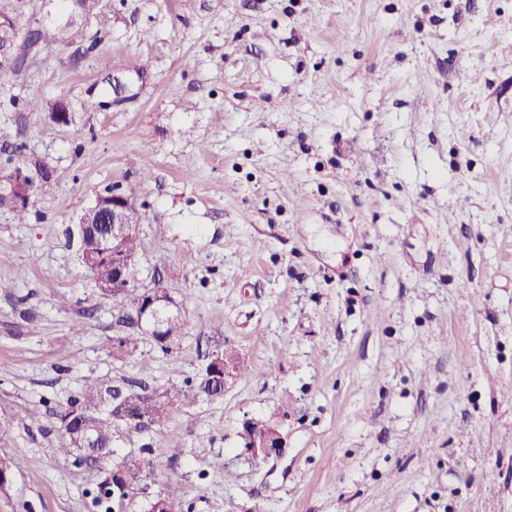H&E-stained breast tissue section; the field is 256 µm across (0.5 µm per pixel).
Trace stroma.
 Masks as SVG:
<instances>
[{"label": "stroma", "mask_w": 512, "mask_h": 512, "mask_svg": "<svg viewBox=\"0 0 512 512\" xmlns=\"http://www.w3.org/2000/svg\"><path fill=\"white\" fill-rule=\"evenodd\" d=\"M103 3L78 65L0 77L78 108L0 111V162L22 142L55 170L27 223L0 206V512H99L146 443L149 493L192 512H512V0ZM132 56L112 104L101 62ZM115 185L142 207L141 285L185 310L168 352L114 356L126 328L81 262L77 218ZM218 341L252 366L223 399L120 430L96 467L54 455L87 379L193 381ZM259 417L286 448L257 464L237 432ZM181 498V491L178 486L166 485L147 503L144 512H176V507L179 505Z\"/></svg>", "instance_id": "stroma-1"}]
</instances>
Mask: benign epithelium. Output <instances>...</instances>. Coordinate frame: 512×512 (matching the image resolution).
<instances>
[{"instance_id": "7a95c632", "label": "benign epithelium", "mask_w": 512, "mask_h": 512, "mask_svg": "<svg viewBox=\"0 0 512 512\" xmlns=\"http://www.w3.org/2000/svg\"><path fill=\"white\" fill-rule=\"evenodd\" d=\"M59 105L53 114V123L59 127H68L72 124V103L67 98L58 99ZM40 184L20 172L11 179L0 181V193L12 198L15 202L30 203ZM134 206V198L115 190L112 195L104 197L92 211L97 217L96 223L109 225L108 232L95 240V250L85 255V262L93 264L97 258L112 255V284H99V288L106 292L130 293L135 292L134 319L137 320L144 335L151 337L158 346L168 348L170 344L162 341L163 314L171 308H176L179 303L173 299L168 288L164 286L163 277H154L152 285L148 287L132 286L124 282L123 265L125 262L122 254L123 241L136 230L132 224L126 222L125 211ZM202 374L212 379L215 389L224 393L235 382L234 367L229 359L219 360L215 357L209 359L204 366ZM285 444L280 432L271 427L268 431L242 446V455L252 460L256 457L269 459L283 453Z\"/></svg>"}]
</instances>
